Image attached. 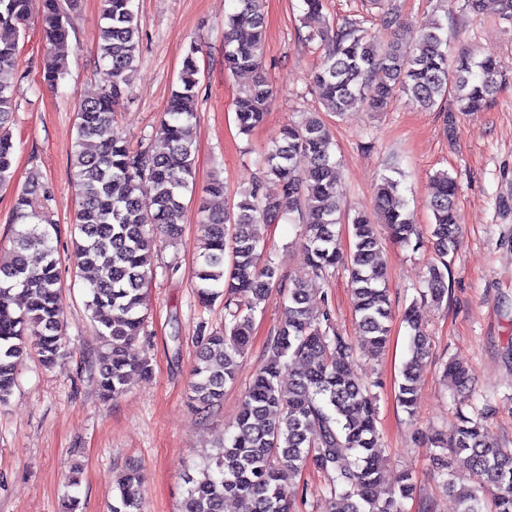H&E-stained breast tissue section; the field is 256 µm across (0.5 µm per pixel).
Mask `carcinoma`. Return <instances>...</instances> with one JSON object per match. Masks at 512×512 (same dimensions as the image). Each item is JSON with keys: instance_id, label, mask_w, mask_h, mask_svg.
Masks as SVG:
<instances>
[{"instance_id": "cac0c4a2", "label": "carcinoma", "mask_w": 512, "mask_h": 512, "mask_svg": "<svg viewBox=\"0 0 512 512\" xmlns=\"http://www.w3.org/2000/svg\"><path fill=\"white\" fill-rule=\"evenodd\" d=\"M78 0H0V29L18 31L39 14L43 39L51 47L69 34V12ZM307 39L325 42L312 80L327 109L337 114L365 100V89L377 80L371 108L382 111L397 94L424 109L453 97L448 133H454L457 112H479L501 87L503 70L492 58L462 54L449 63L448 37L436 22L420 30L414 47L376 42L358 18H346L328 34L323 0H304ZM104 24L97 42L101 63L98 91L77 108L70 168L77 203L71 225L77 266L91 269L86 307L102 338L95 365L105 398L122 395L130 377L152 371L149 359H133L127 350L144 328L148 288L153 275L157 234L170 241L181 237L180 220L186 193L193 192L195 143L188 129L196 118L199 48L190 45L179 85L172 93L153 144L134 149L119 134L98 139L112 124L139 58V26L133 0H104ZM263 0H236L224 18V70L253 74L234 102L235 120L247 134L260 126L276 88L263 72ZM248 36H242L243 31ZM19 46L0 41V186L14 176L15 143L11 131L15 109ZM69 73L65 56L50 51L42 79L53 88ZM333 136L316 113L284 126L261 154V176L241 194L236 212L207 202L198 208L200 242L192 271L199 301L224 298V328L202 337L193 369L191 402L209 413L224 401V388L234 383L250 344L255 312L279 284L278 265L262 258L265 246L255 233L258 223L300 225L299 238L308 255L307 274L320 278L338 264L347 265L358 330L375 356L386 347L392 316L387 272L380 258L382 242L374 224L362 213L351 219L353 247L349 258L340 251L336 225L342 223L336 184ZM308 157L307 170L293 166L298 154ZM34 174L14 197L11 247H0V405L18 382L28 350L40 363L53 366L63 356V305L60 258L53 239L59 224L38 208L43 188ZM429 200V236L440 264L429 266L422 296L441 303L447 292L445 260L454 252L457 182L448 172L434 177ZM401 181L381 178L376 204L390 239L409 246L420 240ZM149 195L153 209L141 198ZM41 254L30 264L28 252ZM288 305L284 320L266 345L268 364L256 375L241 402L232 437L208 454L203 478L187 477L180 512H224L230 500L250 503V512H289L297 478L312 469L329 480L328 512H401V500L413 491L405 473L397 489L382 496L383 457L377 431L376 400L355 372V350L334 325L332 310L314 311L316 292L299 277L283 288ZM25 300L16 304V294ZM409 330V358L401 370L397 402L409 414L421 381L429 340L415 307L404 313ZM304 364L289 371L293 361ZM444 375L461 392L469 382L460 362L445 365ZM447 453L432 457L444 486L457 497L458 512H512V448L487 439L481 424L458 413ZM142 476L131 467L118 482L111 512H143Z\"/></svg>"}]
</instances>
